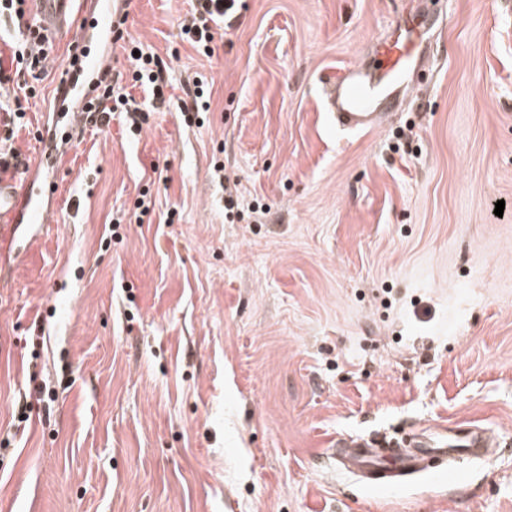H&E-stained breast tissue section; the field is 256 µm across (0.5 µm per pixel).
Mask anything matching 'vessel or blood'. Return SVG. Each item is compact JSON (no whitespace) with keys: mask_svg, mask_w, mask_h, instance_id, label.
<instances>
[{"mask_svg":"<svg viewBox=\"0 0 512 512\" xmlns=\"http://www.w3.org/2000/svg\"><path fill=\"white\" fill-rule=\"evenodd\" d=\"M35 25L38 34L56 36L75 32L74 61L79 70L97 76L109 74L112 62L107 54L89 55L85 50L89 26H96L104 43H111L116 23L113 0H35ZM433 25L421 6L401 14L396 24L376 38L369 51L372 64L345 68L325 87L327 108L337 130L370 132L398 112L409 95L415 75L423 65L431 45ZM89 101L85 91L77 89L67 98H58L71 115L73 127L85 122ZM53 191L52 183L38 184L20 176H0V268L17 259V245L24 229L52 223L55 215L45 195ZM487 439L479 432H468L464 441L419 440L412 447L390 450L375 440L360 439L347 443L338 452L347 472L366 486L391 489L424 469L428 460H448L456 453H477Z\"/></svg>","mask_w":512,"mask_h":512,"instance_id":"vessel-or-blood-1","label":"vessel or blood"}]
</instances>
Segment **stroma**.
I'll use <instances>...</instances> for the list:
<instances>
[{"instance_id": "35a3bbf8", "label": "stroma", "mask_w": 512, "mask_h": 512, "mask_svg": "<svg viewBox=\"0 0 512 512\" xmlns=\"http://www.w3.org/2000/svg\"><path fill=\"white\" fill-rule=\"evenodd\" d=\"M425 2L424 86L356 134L324 83L411 0H242L209 57L180 36L192 0H119L167 102L111 43L148 121L82 127L55 223L0 270V512H512V0ZM35 383L54 402L20 400ZM470 426L492 446L452 481L371 491L329 453ZM135 50L139 51L138 56H133ZM129 55L134 62L133 80L140 82L142 86H146L154 98L162 99L165 79L160 61L151 53H146L137 46L130 49Z\"/></svg>"}]
</instances>
